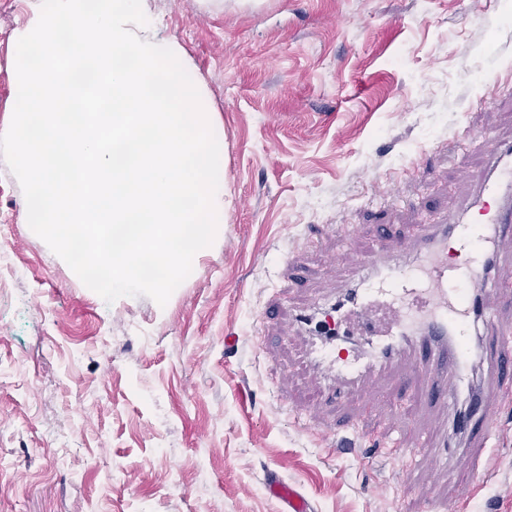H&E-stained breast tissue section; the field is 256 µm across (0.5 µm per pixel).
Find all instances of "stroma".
<instances>
[{
	"label": "stroma",
	"instance_id": "stroma-1",
	"mask_svg": "<svg viewBox=\"0 0 512 512\" xmlns=\"http://www.w3.org/2000/svg\"><path fill=\"white\" fill-rule=\"evenodd\" d=\"M34 0H0V128ZM223 140L224 223L166 305L104 301L29 227L0 156V512H278V472L314 512H512V399L483 461L439 406L326 403L289 320L335 292L334 257L391 240L380 224L451 221L512 140V0H147ZM303 272L288 279L289 265ZM235 336L234 347L224 339ZM359 440L332 451L326 422ZM431 456L389 457L390 439ZM427 486L431 499L420 496Z\"/></svg>",
	"mask_w": 512,
	"mask_h": 512
}]
</instances>
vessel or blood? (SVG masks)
I'll use <instances>...</instances> for the list:
<instances>
[{
    "label": "vessel or blood",
    "instance_id": "1",
    "mask_svg": "<svg viewBox=\"0 0 512 512\" xmlns=\"http://www.w3.org/2000/svg\"><path fill=\"white\" fill-rule=\"evenodd\" d=\"M488 164L476 189L449 224L408 225L396 236L393 253L370 251L357 256L348 285L336 300L293 316L311 339L309 359L326 375L332 392L358 391L364 377L404 365L393 390L414 403L456 410L470 371L468 334L481 327L484 356L499 378L512 377V328L484 308L485 295L498 291L490 266L512 257V141L486 139ZM468 288H459V281ZM356 324L369 353L338 347L337 335L322 334L324 324ZM439 367L443 382L428 380L427 365ZM471 416L459 423L476 459H483L497 424L494 406L477 400ZM267 494L281 512H313L311 501L295 484L272 475Z\"/></svg>",
    "mask_w": 512,
    "mask_h": 512
}]
</instances>
